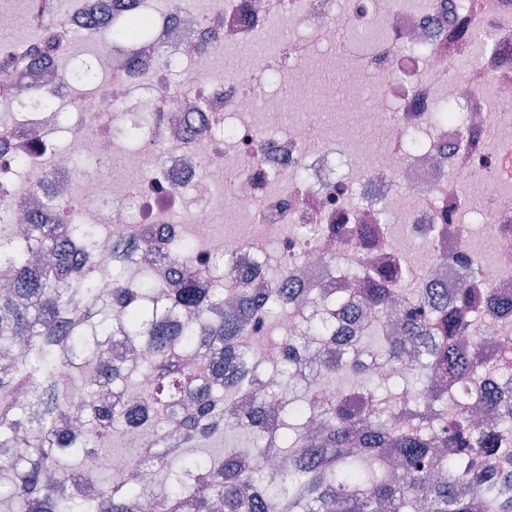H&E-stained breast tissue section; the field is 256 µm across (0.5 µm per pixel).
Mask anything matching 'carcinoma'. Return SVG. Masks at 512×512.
Returning a JSON list of instances; mask_svg holds the SVG:
<instances>
[{
  "instance_id": "obj_1",
  "label": "carcinoma",
  "mask_w": 512,
  "mask_h": 512,
  "mask_svg": "<svg viewBox=\"0 0 512 512\" xmlns=\"http://www.w3.org/2000/svg\"><path fill=\"white\" fill-rule=\"evenodd\" d=\"M46 21L31 30L27 44L59 61L82 82L75 53L64 50ZM140 14L129 18L119 38L146 33ZM65 202L49 196L43 217L10 241L14 277L0 293V509L3 512H144L157 489L167 512H193L201 504L219 512H512V337L477 360L460 336L491 324L480 309L469 271L451 292L431 293L425 277L407 261L378 272L348 276L327 307L340 309L355 326L352 357L333 351L336 330L304 317L287 304L282 287L287 260L269 269V287L255 297L226 288L236 276L229 256L217 265L193 263L165 285L142 272L112 267V288H97L87 261L98 245L92 227L63 239L53 224ZM154 258L179 263L198 251L188 238L144 242ZM208 285L198 288L199 273ZM407 296L399 334L383 319L395 296ZM86 308L74 316L72 298ZM292 315L293 330L270 335L272 323ZM261 341L270 356L239 370L250 342ZM25 346L17 358L13 345ZM309 356L313 385L297 383L288 401L276 390L257 399L249 419L238 416L247 381L284 379ZM414 354L399 378H379L358 366L363 353L389 364ZM68 366L63 373L61 366ZM338 373L376 403L366 414L350 393L336 391ZM150 374L155 385L143 402L118 396L131 391L128 378ZM493 374L499 386L489 399L497 419L476 426L465 402ZM115 398L99 402L100 387ZM434 385L448 386L458 406L452 426L438 409ZM78 387L86 401L70 399ZM151 438L133 444L132 458L112 466L106 482L83 466L116 426ZM256 436L255 448L229 447L197 453L201 444L227 430ZM397 449L400 468H390L382 448Z\"/></svg>"
}]
</instances>
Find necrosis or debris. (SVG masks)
<instances>
[{
  "instance_id": "necrosis-or-debris-1",
  "label": "necrosis or debris",
  "mask_w": 512,
  "mask_h": 512,
  "mask_svg": "<svg viewBox=\"0 0 512 512\" xmlns=\"http://www.w3.org/2000/svg\"><path fill=\"white\" fill-rule=\"evenodd\" d=\"M150 13L147 39L107 34L132 13ZM304 35L254 54L247 73L222 69L225 50L274 28ZM95 31L97 75L111 78L112 97L77 92V83L48 65L19 63L24 45L0 41V203L22 217L33 197L65 185L78 208L58 222L71 233L106 227L94 256L97 279L109 285L111 243L138 242L159 229L192 234L210 257L233 254L241 287L267 282V244L302 265L298 287L335 293L348 270L413 256L435 287L456 285L448 253L465 252L480 272L479 288L512 302V0H431L423 11L400 0H71L56 34L62 43ZM356 66L378 80L351 125L385 120L383 143L344 148L315 139L305 122L315 99L314 61ZM466 69H459L460 61ZM184 70L186 90L171 73ZM276 72L287 98L266 91ZM152 125L122 136L145 103ZM463 122L437 121L447 105ZM297 116L285 120L286 113ZM111 162L107 175L75 177V158ZM141 172L130 185V172ZM483 205L487 234L467 218V200ZM233 213L263 236L215 238L218 216ZM452 218L437 230L441 214ZM403 230L391 233V224ZM333 224H371L385 245L341 244Z\"/></svg>"
}]
</instances>
